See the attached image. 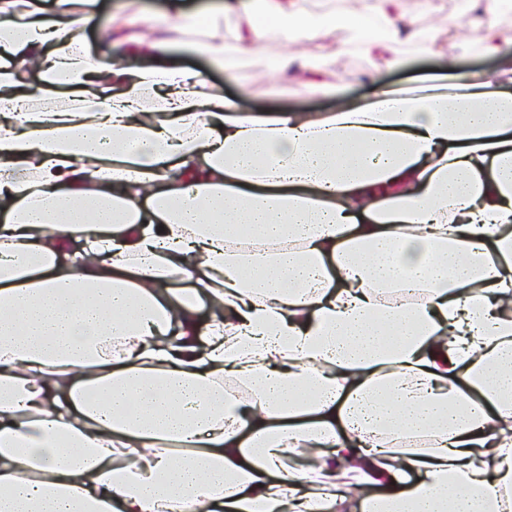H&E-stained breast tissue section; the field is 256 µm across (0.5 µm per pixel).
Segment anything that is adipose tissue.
I'll return each instance as SVG.
<instances>
[{"label": "adipose tissue", "instance_id": "adipose-tissue-1", "mask_svg": "<svg viewBox=\"0 0 512 512\" xmlns=\"http://www.w3.org/2000/svg\"><path fill=\"white\" fill-rule=\"evenodd\" d=\"M0 0V512H512V70L245 112L95 62L98 0ZM149 16L217 69L267 36L434 47L431 0ZM38 81L28 85L27 73Z\"/></svg>", "mask_w": 512, "mask_h": 512}]
</instances>
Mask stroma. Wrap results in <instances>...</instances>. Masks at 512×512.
Masks as SVG:
<instances>
[{
  "label": "stroma",
  "instance_id": "35a3bbf8",
  "mask_svg": "<svg viewBox=\"0 0 512 512\" xmlns=\"http://www.w3.org/2000/svg\"><path fill=\"white\" fill-rule=\"evenodd\" d=\"M124 0H99L98 12L82 31L86 49L99 62L122 68L147 64V57L125 54L112 40V31L122 28L151 39L152 30L138 15L124 10ZM457 0H433V6L416 13V26L431 31L436 38V51L421 54L415 46H402V66L393 67L388 56L376 53L365 57L352 52L336 51L337 33H326L314 41L284 45L269 38L255 44L243 65L231 71L214 70L200 53L177 51L168 57L170 65L207 75L210 83L225 96L239 102L242 108H262L272 112H335L346 105L370 100L377 85L393 89L418 90L448 81V66L461 70H493L512 66V42L504 44L501 54L489 56L482 49V20L469 17L467 24L454 26ZM325 58L330 62L328 77L336 91L327 94L307 85L302 77L281 78L269 62L284 52Z\"/></svg>",
  "mask_w": 512,
  "mask_h": 512
}]
</instances>
